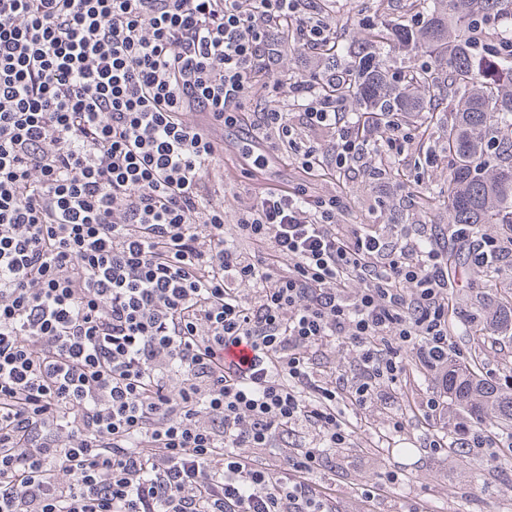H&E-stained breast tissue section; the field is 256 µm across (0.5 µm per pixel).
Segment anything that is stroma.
<instances>
[{"label": "stroma", "mask_w": 512, "mask_h": 512, "mask_svg": "<svg viewBox=\"0 0 512 512\" xmlns=\"http://www.w3.org/2000/svg\"><path fill=\"white\" fill-rule=\"evenodd\" d=\"M254 178L248 167L237 166L233 155L224 157V182L210 197L212 207L233 211L250 199ZM350 199L347 221L351 224H406L415 232L448 224L446 209L426 210L397 183L372 179L368 167H360L345 179ZM384 198V212L373 211L375 198ZM452 290L453 312L449 314L448 351L465 358L481 350L483 375L491 381H503L505 362L512 361V340L501 337L478 341L465 332L471 310L483 306L492 313L501 296L512 290V268L477 271L469 264L457 266ZM431 378L410 368L408 382L395 391L389 403L374 402L349 414L352 430L347 447L337 449L336 502L339 512H404L413 501L423 503L427 512H512V466L503 458L512 451L502 448L497 460L470 455L467 461L445 452L431 455L425 449L433 434L453 436L447 418H427L416 407L432 388ZM402 418V432L390 431L393 418ZM397 472L399 484L380 499L363 502L362 485L378 481L386 472Z\"/></svg>", "instance_id": "1"}]
</instances>
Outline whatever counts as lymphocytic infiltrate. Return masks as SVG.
Segmentation results:
<instances>
[{
	"instance_id": "1",
	"label": "lymphocytic infiltrate",
	"mask_w": 512,
	"mask_h": 512,
	"mask_svg": "<svg viewBox=\"0 0 512 512\" xmlns=\"http://www.w3.org/2000/svg\"><path fill=\"white\" fill-rule=\"evenodd\" d=\"M317 4L0 0V512H336L349 411L412 360L443 411L448 246L479 270L512 237L348 224L302 187L208 202L224 166L188 112L307 178L416 139L277 78L284 40L335 39ZM242 342L245 366L224 357ZM333 344L351 377L317 370Z\"/></svg>"
}]
</instances>
